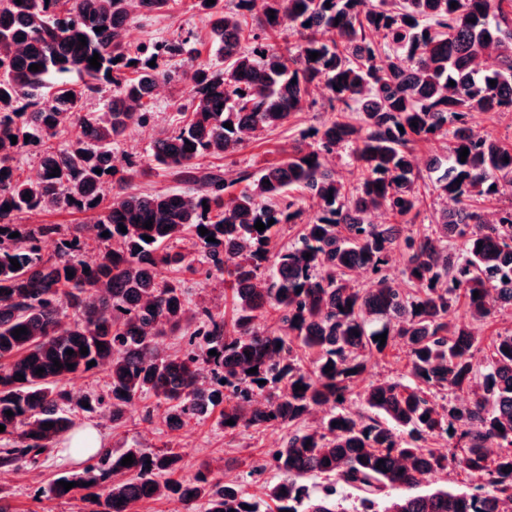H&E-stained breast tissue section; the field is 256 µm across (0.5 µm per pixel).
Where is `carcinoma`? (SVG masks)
I'll use <instances>...</instances> for the list:
<instances>
[{
    "mask_svg": "<svg viewBox=\"0 0 512 512\" xmlns=\"http://www.w3.org/2000/svg\"><path fill=\"white\" fill-rule=\"evenodd\" d=\"M172 2L0 0V425L13 437L0 466L38 462L72 431L76 408L105 405L118 424L134 397L148 396L165 404L174 437L216 411L227 432L288 427L270 452L276 512H346V489L356 493L354 512H501L512 502V332L483 340L470 323L489 327L512 309V142L475 130L471 115L512 112V0H263L250 19L252 0H195L215 58L199 59L189 33L130 52L129 24L169 13ZM489 52L494 69L483 66ZM177 57L190 62L192 82L183 124L159 133L147 165L115 168L112 146L149 120L145 107L176 80L168 64ZM73 72L83 88L66 79ZM103 84L112 97L83 111L85 91ZM320 86L338 108L313 130L315 143L304 135L288 157L231 181L203 165L290 122ZM70 126L78 135L55 145ZM441 143L448 155L415 163L419 145ZM341 146L351 149L350 184L323 162ZM25 147L36 150L34 178L15 164ZM156 169L184 189H138ZM292 188L317 211L277 250L279 227L299 214L284 202ZM429 193L441 206L419 227ZM493 199L507 203L489 219L479 203ZM34 210L92 212L97 234L82 243L58 224L19 222ZM377 210L390 222L371 223ZM188 234L206 276L231 291L229 319L190 309L180 283L162 275L199 271L192 253L174 250ZM53 235L56 255L46 256ZM89 246L93 258L77 256ZM394 250L406 256L409 290L387 273ZM360 271L371 274L367 288L355 284ZM460 308L470 321L456 320ZM263 318L275 327L260 329ZM19 327L27 333L16 339ZM179 333L187 347L158 349L159 337ZM400 351L402 379L356 392L371 359ZM99 371L106 393L72 402L62 383ZM354 394L366 411L345 408ZM444 437L446 450L432 447ZM129 454L133 463L121 465ZM91 460L59 477L77 486L55 481L51 496H95L92 512H133L170 494L189 512H268L208 465L182 475L171 451L104 448ZM450 468L469 489L397 493ZM312 477L325 481L319 495L304 484Z\"/></svg>",
    "mask_w": 512,
    "mask_h": 512,
    "instance_id": "obj_1",
    "label": "carcinoma"
}]
</instances>
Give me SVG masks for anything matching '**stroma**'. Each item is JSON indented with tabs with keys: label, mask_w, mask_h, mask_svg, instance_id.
I'll list each match as a JSON object with an SVG mask.
<instances>
[{
	"label": "stroma",
	"mask_w": 512,
	"mask_h": 512,
	"mask_svg": "<svg viewBox=\"0 0 512 512\" xmlns=\"http://www.w3.org/2000/svg\"><path fill=\"white\" fill-rule=\"evenodd\" d=\"M192 32L195 46L202 58H209V27L202 11L193 9L192 0H178L167 15L140 17L130 23L127 41L136 47L148 41L172 38L177 32ZM190 82L161 86L153 104L150 121L134 126L121 143L114 145L117 168H125L129 161L148 162L153 140L160 130L173 129L181 121L180 107L190 101ZM313 107L297 114L289 125L263 133L243 145L236 152L218 159L217 165L227 177L247 171L256 173L270 163L286 157L301 131L321 126L332 117L326 95L315 93ZM167 277L179 280L187 300L205 303L213 311L230 314L231 300L225 297L224 287L216 278L204 274L191 275L168 269ZM164 412L155 398L138 397L126 407L124 421L113 425L107 408L95 412H77L78 425L97 429L105 447H139L160 451L173 445L180 457L184 474H193L201 465L210 464L224 482L239 484L248 494L263 497L266 486L276 481L275 471L267 469L269 451L279 448L286 434L285 427L271 426L262 432L241 430L225 433L215 419L190 424L179 439H172L162 423ZM83 461L70 457L65 441H58L55 453L44 464L15 472L0 467V494L8 496L18 512H81V501L65 503L48 496L50 484L59 476L81 472Z\"/></svg>",
	"instance_id": "1"
}]
</instances>
